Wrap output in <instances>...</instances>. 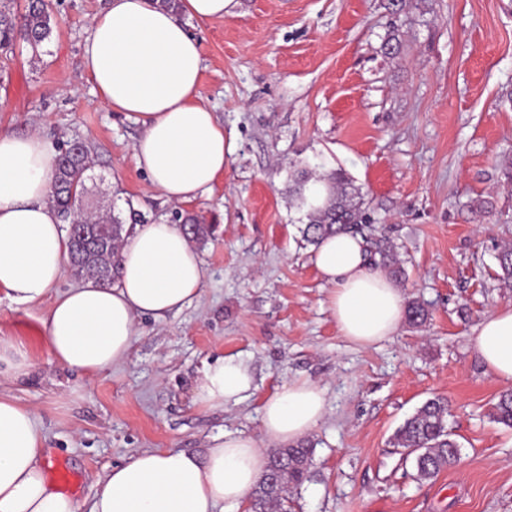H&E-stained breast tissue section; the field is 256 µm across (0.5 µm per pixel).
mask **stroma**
I'll return each instance as SVG.
<instances>
[{
	"mask_svg": "<svg viewBox=\"0 0 512 512\" xmlns=\"http://www.w3.org/2000/svg\"><path fill=\"white\" fill-rule=\"evenodd\" d=\"M59 26L39 57L17 45L0 68V128L93 148L86 203L142 221L193 214L212 228L195 249L205 269L190 306L139 317L128 359L90 377L61 368L45 344L50 300L0 299V337L25 342L26 376L0 391L37 411L53 461L78 475L85 503L107 467L137 451L201 453L227 430L259 432L262 399L306 379L327 390L311 477L295 512H512V430L489 417L503 386L471 336L512 306L497 248L512 242V0H234L224 20L189 21L201 44L202 101L231 151L211 192L173 204L148 188L133 144L139 125L107 109L83 68L90 21L108 0H50ZM396 30L398 53L383 42ZM300 162L343 168L365 195L373 237L399 248L405 299L429 310L370 346L339 332L330 286L288 194ZM491 211L475 215L473 200ZM238 356L257 390L235 407L195 401L204 364ZM446 397L461 459L418 483L391 443L427 399Z\"/></svg>",
	"mask_w": 512,
	"mask_h": 512,
	"instance_id": "1",
	"label": "stroma"
}]
</instances>
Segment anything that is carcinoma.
<instances>
[{
    "label": "carcinoma",
    "instance_id": "obj_1",
    "mask_svg": "<svg viewBox=\"0 0 512 512\" xmlns=\"http://www.w3.org/2000/svg\"><path fill=\"white\" fill-rule=\"evenodd\" d=\"M57 19L51 14L45 0H24L18 9V0H0V63L11 60L15 44L22 41L33 53L50 40ZM92 149L88 145L65 146L59 149V159L54 177L52 203L66 223L94 222L101 225L96 238L91 241L74 240L70 247V267L79 278L94 279L112 284L118 276L117 257L121 244L133 225H127L118 216H99L77 206L75 195L85 191V180L90 166ZM325 181L330 186L327 200L314 206L307 196L308 185ZM293 192L300 207L306 209L307 223L300 228L301 239L309 245H318L327 236L345 231L361 230V225L372 223L365 200L345 171L338 168L323 178L315 174L310 165L294 168L289 174ZM186 233L201 240L210 233V226L197 217L181 218ZM371 257L376 267L383 268L390 276H405L403 262L397 247L382 238L372 243ZM497 277L504 284L512 285V246L501 247L497 254ZM425 305L412 299L405 305V318L413 325L428 319ZM448 400L442 397L427 399L395 430L392 444L409 451L412 478L418 483L431 482L442 470L453 466L459 459V446L448 430ZM490 418L512 429V391H505L491 404ZM314 444L301 441L280 448L270 456L271 466L249 495L250 512H294L292 492L309 477L313 465Z\"/></svg>",
    "mask_w": 512,
    "mask_h": 512
}]
</instances>
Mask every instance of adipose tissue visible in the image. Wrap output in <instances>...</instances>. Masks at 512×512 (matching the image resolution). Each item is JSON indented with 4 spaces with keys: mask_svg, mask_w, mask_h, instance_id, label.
Masks as SVG:
<instances>
[{
    "mask_svg": "<svg viewBox=\"0 0 512 512\" xmlns=\"http://www.w3.org/2000/svg\"><path fill=\"white\" fill-rule=\"evenodd\" d=\"M233 0H110L92 20L83 65L105 106L138 123L133 145L152 190L182 203L213 188L224 171V127L200 101L202 50L186 19L224 20ZM59 152L37 133L0 129V294L19 304L53 302L44 321L55 360L92 376L125 362L137 319L190 305L205 272L181 226L136 225L119 252L120 273L106 286L89 280L55 286L68 262V236L52 206ZM314 264L330 285L327 305L342 336L369 346L401 327V289L370 264L365 240L339 233L320 241ZM486 369L512 384V306L486 313L471 338ZM256 385L249 365L233 357L206 365L195 400L208 408L237 405ZM327 409L324 388L296 380L267 395L260 433L227 431L204 454L146 449L106 470L89 505L52 485V459L35 410L0 393V512H233L265 472L269 447L310 434Z\"/></svg>",
    "mask_w": 512,
    "mask_h": 512,
    "instance_id": "adipose-tissue-1",
    "label": "adipose tissue"
}]
</instances>
